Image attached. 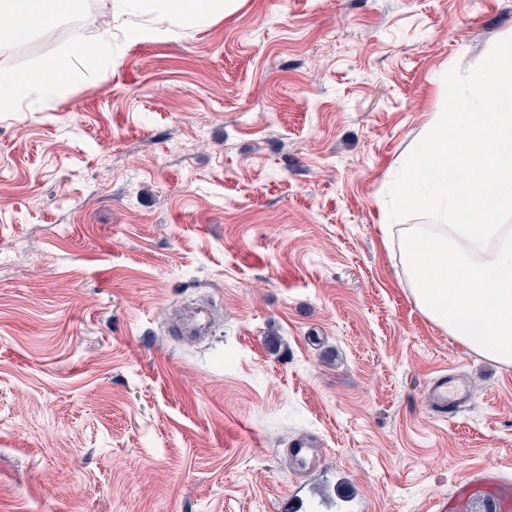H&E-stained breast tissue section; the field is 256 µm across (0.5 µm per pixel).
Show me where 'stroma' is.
Returning a JSON list of instances; mask_svg holds the SVG:
<instances>
[{"label":"stroma","mask_w":512,"mask_h":512,"mask_svg":"<svg viewBox=\"0 0 512 512\" xmlns=\"http://www.w3.org/2000/svg\"><path fill=\"white\" fill-rule=\"evenodd\" d=\"M84 9L115 65L0 112V512H442L470 472L512 479V367L420 311L382 232L512 0H242L136 43ZM199 304L209 335L173 332ZM445 371L473 394L451 422ZM427 396L431 405L449 419L469 402L471 391L462 379L445 372L433 378ZM318 443L309 437H299L290 444V457L295 468L307 469L315 461Z\"/></svg>","instance_id":"stroma-1"}]
</instances>
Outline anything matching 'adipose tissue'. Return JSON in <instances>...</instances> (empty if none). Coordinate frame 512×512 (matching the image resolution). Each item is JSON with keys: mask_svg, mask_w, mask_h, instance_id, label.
<instances>
[{"mask_svg": "<svg viewBox=\"0 0 512 512\" xmlns=\"http://www.w3.org/2000/svg\"><path fill=\"white\" fill-rule=\"evenodd\" d=\"M239 6L240 0H108L111 19H125L126 36L131 40L162 38L172 34L174 27L201 25ZM0 15L10 18V35L15 39L50 27L58 19L51 0H0ZM111 52L112 34L107 31L93 44L74 40L39 77L0 70V110L34 94L54 97L70 75L74 59L96 64Z\"/></svg>", "mask_w": 512, "mask_h": 512, "instance_id": "ef3b65f1", "label": "adipose tissue"}]
</instances>
